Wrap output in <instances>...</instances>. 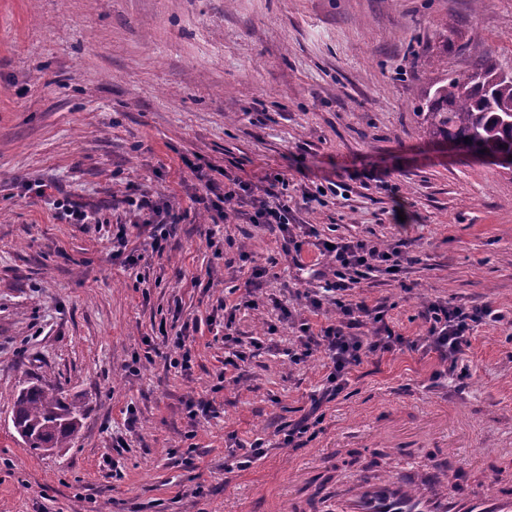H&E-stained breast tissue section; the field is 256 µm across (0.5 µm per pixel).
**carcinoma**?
I'll use <instances>...</instances> for the list:
<instances>
[{"label":"carcinoma","mask_w":512,"mask_h":512,"mask_svg":"<svg viewBox=\"0 0 512 512\" xmlns=\"http://www.w3.org/2000/svg\"><path fill=\"white\" fill-rule=\"evenodd\" d=\"M427 130L485 156L512 155V73L479 63L445 73L422 107ZM13 425L34 451L61 448L79 428L76 408L58 389L29 385L14 403Z\"/></svg>","instance_id":"carcinoma-1"}]
</instances>
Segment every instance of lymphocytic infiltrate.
<instances>
[{"label": "lymphocytic infiltrate", "instance_id": "f902f5d3", "mask_svg": "<svg viewBox=\"0 0 512 512\" xmlns=\"http://www.w3.org/2000/svg\"><path fill=\"white\" fill-rule=\"evenodd\" d=\"M205 188V194L196 196V203L208 209L233 199L246 204L250 208V223L264 225L268 230L279 233L283 239L284 255L291 257L294 263H301L302 244L294 233L287 195L269 199L256 194L250 184L234 180L224 187L210 176L205 179ZM125 202L132 216L148 228L152 250L162 252L168 227L180 223L181 214L144 194L126 197ZM306 235L312 238L320 255L332 258L335 264V270L324 286L305 292L304 298L307 307L314 311L327 304L334 305L336 317L317 332L309 323H300L298 346L290 354L291 361L297 363L306 360L317 349H324L329 360V373L325 386L313 400L314 407L318 408L344 395L353 369L364 358L394 352L407 345V338L388 323L386 305L371 306L354 300L353 290L361 281L377 273L398 276L407 265L413 264L414 259L397 245L383 249L369 239L328 240L319 237L312 227L308 228ZM422 318L426 334L419 347L435 353L447 375L456 371L458 361L469 348L478 325L489 320L501 322L507 334L512 335V319H504L488 303L467 308L434 300L427 303Z\"/></svg>", "mask_w": 512, "mask_h": 512}]
</instances>
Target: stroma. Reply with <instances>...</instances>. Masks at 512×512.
Segmentation results:
<instances>
[{
	"label": "stroma",
	"mask_w": 512,
	"mask_h": 512,
	"mask_svg": "<svg viewBox=\"0 0 512 512\" xmlns=\"http://www.w3.org/2000/svg\"><path fill=\"white\" fill-rule=\"evenodd\" d=\"M479 62L512 69V0H0V512H284L307 467L347 482L511 443L512 341L489 322L466 376L436 378L432 352L370 356L312 441L278 447L327 375L323 352L289 360L297 331L280 309L315 329L335 318L303 298L328 259L307 245L293 265L243 207L191 201L199 168L262 191L282 174L298 223L321 236L407 240L416 264L354 298L387 301L408 339L431 300L512 316V168L430 137L419 112L443 69ZM333 183L346 195L308 204ZM140 192L186 217L160 254L132 230L130 264L112 227ZM62 193L88 223L58 217ZM257 267L255 306L226 324L225 298ZM162 322L185 329L189 371L169 367ZM228 330L246 353L237 371ZM29 383L80 407L69 447L39 454L15 432ZM199 397L212 409L190 415ZM258 438L264 458L225 470L231 441Z\"/></svg>",
	"instance_id": "35a3bbf8"
}]
</instances>
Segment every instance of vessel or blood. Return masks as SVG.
I'll return each mask as SVG.
<instances>
[{
	"mask_svg": "<svg viewBox=\"0 0 512 512\" xmlns=\"http://www.w3.org/2000/svg\"><path fill=\"white\" fill-rule=\"evenodd\" d=\"M434 467L360 475L337 485L324 501L329 512H512V490L496 486L459 492L443 486Z\"/></svg>",
	"mask_w": 512,
	"mask_h": 512,
	"instance_id": "vessel-or-blood-1",
	"label": "vessel or blood"
}]
</instances>
